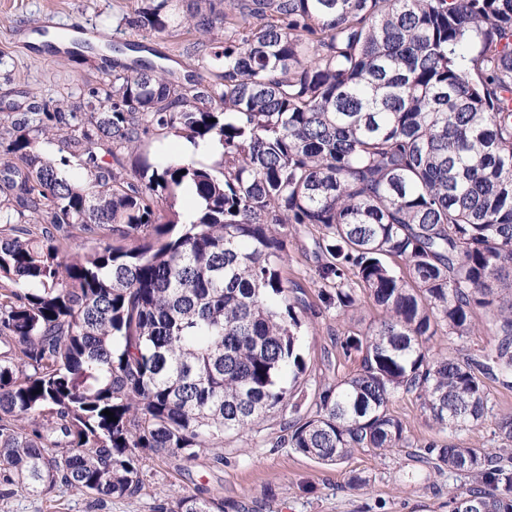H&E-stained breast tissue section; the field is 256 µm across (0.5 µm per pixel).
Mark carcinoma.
Masks as SVG:
<instances>
[{"mask_svg": "<svg viewBox=\"0 0 512 512\" xmlns=\"http://www.w3.org/2000/svg\"><path fill=\"white\" fill-rule=\"evenodd\" d=\"M173 2L119 25L168 33ZM172 32L202 74L115 37L105 91L0 113L3 494L132 498L149 453L191 461L274 409L276 447L383 455L411 447L389 409L404 393L438 431L492 419L512 447L485 384L512 387V0H189ZM171 135L219 143L220 168L136 153ZM296 225L317 233L324 307L382 313L339 341L360 369L311 398L286 386L306 369L282 266ZM480 314L487 361L433 349ZM419 458L471 479L449 508L512 512L500 450L430 440Z\"/></svg>", "mask_w": 512, "mask_h": 512, "instance_id": "cac0c4a2", "label": "carcinoma"}]
</instances>
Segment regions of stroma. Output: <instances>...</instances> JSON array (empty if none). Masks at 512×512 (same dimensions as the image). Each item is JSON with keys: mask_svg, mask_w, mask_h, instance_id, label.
<instances>
[{"mask_svg": "<svg viewBox=\"0 0 512 512\" xmlns=\"http://www.w3.org/2000/svg\"><path fill=\"white\" fill-rule=\"evenodd\" d=\"M136 6L137 0H0V105L23 107L33 95L52 104L67 93L102 87L109 78L99 56L73 59L41 50L38 27L44 16L53 17L57 34L91 31L108 42L121 17ZM316 252L307 229L289 235L288 279L301 286L306 303L301 312L307 366L303 380L310 390L354 373L357 360L343 357L336 339L367 332L380 317L367 301L345 317L324 310L318 299ZM390 409L405 421L411 445L384 455L358 449L329 466L291 448L274 447L281 421L274 410L252 432L225 436L221 447L204 449L194 461L170 453L149 456L145 488L138 497L97 503L57 486L40 496L0 495V512H153L157 500L185 490L245 505L248 512H448L459 477L423 465L411 451L437 439L436 428L412 396L394 398ZM354 474L366 477L367 486L351 488Z\"/></svg>", "mask_w": 512, "mask_h": 512, "instance_id": "1", "label": "stroma"}]
</instances>
